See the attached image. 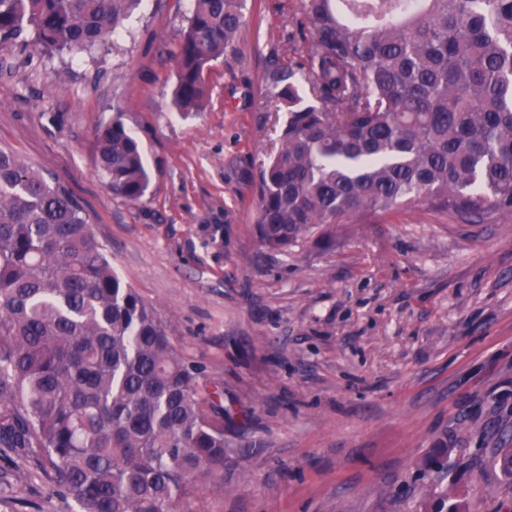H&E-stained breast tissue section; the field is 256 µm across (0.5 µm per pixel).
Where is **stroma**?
<instances>
[{
  "instance_id": "stroma-1",
  "label": "stroma",
  "mask_w": 512,
  "mask_h": 512,
  "mask_svg": "<svg viewBox=\"0 0 512 512\" xmlns=\"http://www.w3.org/2000/svg\"><path fill=\"white\" fill-rule=\"evenodd\" d=\"M191 0H142L77 54L31 35L0 50V146L64 184L121 279L204 382L223 386L232 492L198 512H424L418 465L448 448L466 512H504L512 448V223L455 224L423 204L288 255L257 238L254 184L288 109L266 80L297 61L303 0H246L238 56L213 61L203 108L172 103ZM151 175L136 204L96 165L114 118ZM0 512H77L0 447Z\"/></svg>"
}]
</instances>
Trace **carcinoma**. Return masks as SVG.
Returning <instances> with one entry per match:
<instances>
[{
	"instance_id": "1",
	"label": "carcinoma",
	"mask_w": 512,
	"mask_h": 512,
	"mask_svg": "<svg viewBox=\"0 0 512 512\" xmlns=\"http://www.w3.org/2000/svg\"><path fill=\"white\" fill-rule=\"evenodd\" d=\"M141 0H0V49L49 52L115 33ZM244 0H192L174 102L198 111L210 62L240 53ZM306 53L269 72L288 105L260 163L269 252L336 247V225L423 203L460 224L512 222V0H304ZM112 194L150 173L120 118L97 134ZM224 389L201 381L155 311L117 275L81 202L0 148V445L21 448L79 512H197L224 490ZM447 449L419 464L426 512Z\"/></svg>"
}]
</instances>
